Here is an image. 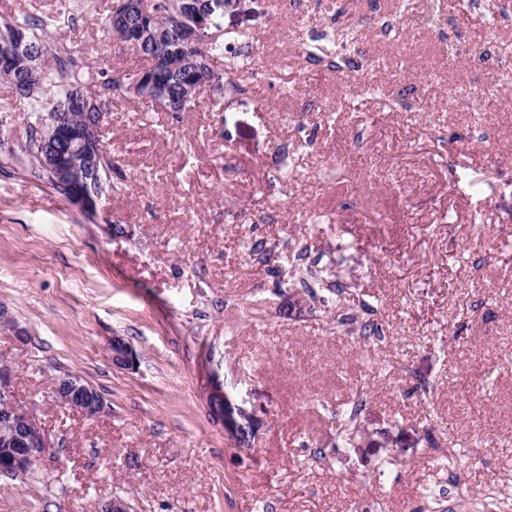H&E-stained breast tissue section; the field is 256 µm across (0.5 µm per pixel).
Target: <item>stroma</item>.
<instances>
[{"label": "stroma", "instance_id": "stroma-1", "mask_svg": "<svg viewBox=\"0 0 512 512\" xmlns=\"http://www.w3.org/2000/svg\"><path fill=\"white\" fill-rule=\"evenodd\" d=\"M445 2L442 29L392 45L364 32L359 72L320 75L286 66L299 35L338 28L316 4L234 0L224 27L251 42L256 83L236 90L225 69L222 107L203 95L177 114L113 97L105 144L127 180L95 214L0 170V306L27 334L0 328V359L54 444L0 476V512H99L114 494L135 512H481L490 490L512 497V72L449 61V43L485 34L491 0ZM111 5L54 38L112 72L136 60L101 24ZM458 82L494 88L500 111L473 117L448 94ZM381 85L423 87L429 125L364 92ZM298 243L341 295L279 285ZM368 295L379 343L346 323ZM116 336L134 368L113 366ZM207 364L252 417L245 443L208 415ZM66 374L102 414L55 399ZM359 390L337 444L330 414Z\"/></svg>", "mask_w": 512, "mask_h": 512}]
</instances>
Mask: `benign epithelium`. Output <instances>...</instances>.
Masks as SVG:
<instances>
[{
    "mask_svg": "<svg viewBox=\"0 0 512 512\" xmlns=\"http://www.w3.org/2000/svg\"><path fill=\"white\" fill-rule=\"evenodd\" d=\"M153 0H115L112 7V32L118 42L128 47L138 46L142 37L154 34L156 15L152 10ZM208 28L207 17H198L195 28L186 34L188 47L199 46L200 38ZM190 67L193 82L188 91L197 93L208 86L211 74L205 68L209 59L193 55L184 59ZM129 94L145 100L161 102L166 97V88L157 81L146 85H133ZM73 154L61 155L49 152L42 158L45 167L53 170L71 186V202L83 209L94 206L99 194L95 192L91 180L97 171L99 147L87 136L76 135L72 141ZM112 363L122 369L136 365L137 352L121 336L112 337ZM13 373L6 363L0 364V474L16 477L25 474L42 460L51 444L44 430L34 416L16 406L13 402ZM54 394L63 403L82 410L89 416L100 413L104 408L101 396L79 377L66 375L59 378L54 386ZM207 407L211 420L220 427L233 418V409L224 392L223 383L213 379L209 382Z\"/></svg>",
    "mask_w": 512,
    "mask_h": 512,
    "instance_id": "obj_1",
    "label": "benign epithelium"
}]
</instances>
